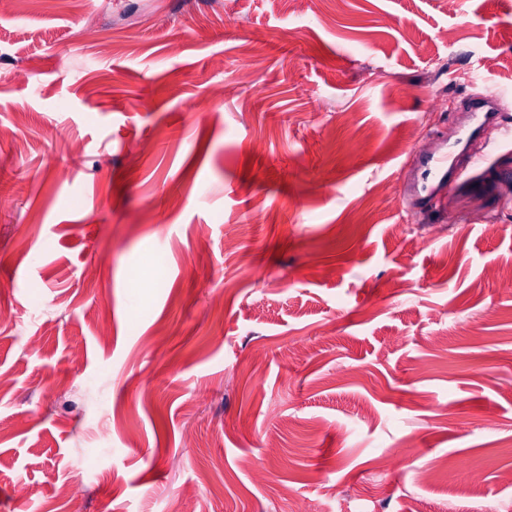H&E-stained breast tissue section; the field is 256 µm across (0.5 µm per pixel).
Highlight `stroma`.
<instances>
[{
	"label": "stroma",
	"instance_id": "obj_1",
	"mask_svg": "<svg viewBox=\"0 0 512 512\" xmlns=\"http://www.w3.org/2000/svg\"><path fill=\"white\" fill-rule=\"evenodd\" d=\"M82 26L0 14V512H67L73 470L83 512H512V136L457 109L512 115V0ZM452 143L462 175L410 204ZM468 108L473 118H482L479 124L470 131L468 140L479 136L487 125L493 124L504 127L501 122V114L498 113L501 111L498 109L492 96L481 95L472 97L468 100Z\"/></svg>",
	"mask_w": 512,
	"mask_h": 512
}]
</instances>
